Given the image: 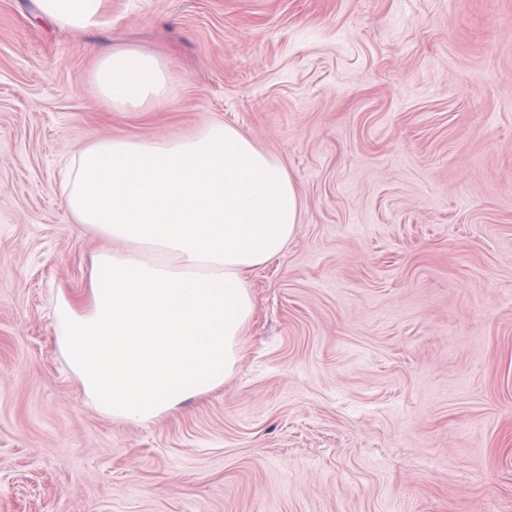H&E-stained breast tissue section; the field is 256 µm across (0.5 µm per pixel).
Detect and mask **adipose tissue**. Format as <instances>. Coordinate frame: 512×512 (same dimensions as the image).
<instances>
[{"mask_svg": "<svg viewBox=\"0 0 512 512\" xmlns=\"http://www.w3.org/2000/svg\"><path fill=\"white\" fill-rule=\"evenodd\" d=\"M102 0H38L42 19L82 30ZM101 100L130 111L168 98L151 52L113 48L93 75ZM62 200L112 243L92 260L88 308L53 307L56 344L98 413L147 423L223 385L253 314L246 274L295 237L302 199L287 168L237 127L185 138H107L71 156Z\"/></svg>", "mask_w": 512, "mask_h": 512, "instance_id": "adipose-tissue-1", "label": "adipose tissue"}]
</instances>
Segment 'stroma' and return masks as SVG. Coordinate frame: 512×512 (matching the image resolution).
Instances as JSON below:
<instances>
[{
	"label": "stroma",
	"mask_w": 512,
	"mask_h": 512,
	"mask_svg": "<svg viewBox=\"0 0 512 512\" xmlns=\"http://www.w3.org/2000/svg\"><path fill=\"white\" fill-rule=\"evenodd\" d=\"M116 46L166 100H100ZM213 120L284 164L301 224L248 274L223 386L118 421L55 343L110 246L61 166ZM0 512H512V0H104L84 31L0 0ZM93 79L100 99L117 111L161 102L171 88V75L158 55L121 47L101 56Z\"/></svg>",
	"instance_id": "stroma-1"
}]
</instances>
